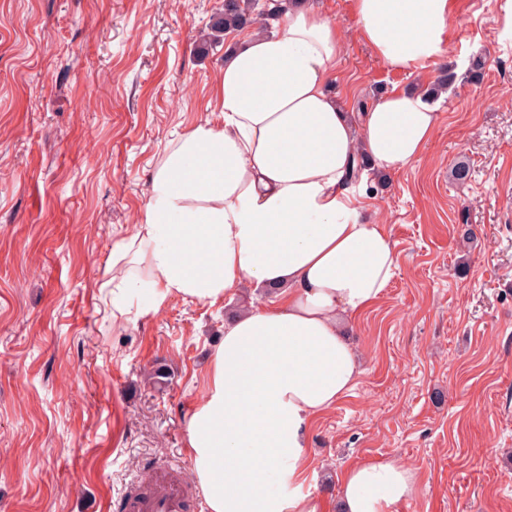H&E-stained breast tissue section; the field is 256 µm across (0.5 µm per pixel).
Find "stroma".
I'll return each instance as SVG.
<instances>
[{
    "instance_id": "35a3bbf8",
    "label": "stroma",
    "mask_w": 512,
    "mask_h": 512,
    "mask_svg": "<svg viewBox=\"0 0 512 512\" xmlns=\"http://www.w3.org/2000/svg\"><path fill=\"white\" fill-rule=\"evenodd\" d=\"M311 3L343 30L349 111L435 81L439 66L374 55L352 0ZM221 5L0 0V512H118L167 464L208 512L186 422L230 309L174 297L117 326L99 283L164 148L220 110L225 48L196 46ZM452 8L435 137L365 214L398 267L349 327L363 372L309 432L310 489L331 506L344 470L392 458L420 473L398 512H512V0Z\"/></svg>"
}]
</instances>
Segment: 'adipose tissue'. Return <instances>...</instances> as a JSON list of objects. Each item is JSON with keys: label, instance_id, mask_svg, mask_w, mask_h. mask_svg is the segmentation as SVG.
Here are the masks:
<instances>
[{"label": "adipose tissue", "instance_id": "adipose-tissue-1", "mask_svg": "<svg viewBox=\"0 0 512 512\" xmlns=\"http://www.w3.org/2000/svg\"><path fill=\"white\" fill-rule=\"evenodd\" d=\"M281 6L271 27L231 31L221 123L198 122L169 142L100 283L116 321L175 296L222 307L246 289L273 292L225 319L187 423L208 512H324L306 488L309 429L362 373L344 321L382 296L397 267L349 174L363 156L383 175L420 162L438 128L421 91L394 89L345 111L329 91L341 31L307 0ZM354 12L391 69L419 72L448 56L449 0H354ZM273 471L287 493L268 488ZM419 481L393 459L358 463L339 478L336 512H397Z\"/></svg>", "mask_w": 512, "mask_h": 512}]
</instances>
